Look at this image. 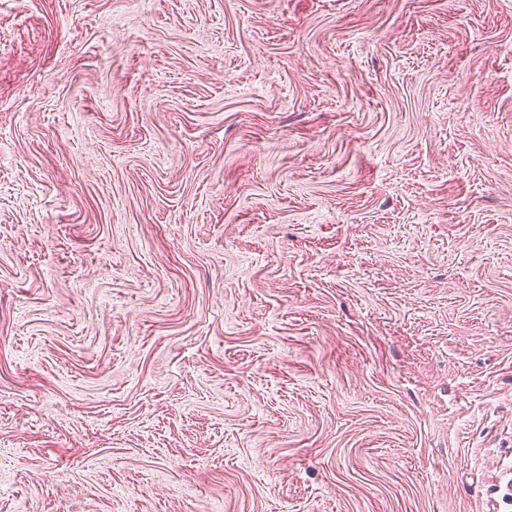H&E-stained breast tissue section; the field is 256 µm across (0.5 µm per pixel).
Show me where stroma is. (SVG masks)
I'll list each match as a JSON object with an SVG mask.
<instances>
[{"instance_id": "1", "label": "stroma", "mask_w": 512, "mask_h": 512, "mask_svg": "<svg viewBox=\"0 0 512 512\" xmlns=\"http://www.w3.org/2000/svg\"><path fill=\"white\" fill-rule=\"evenodd\" d=\"M0 512H512V0H0Z\"/></svg>"}]
</instances>
